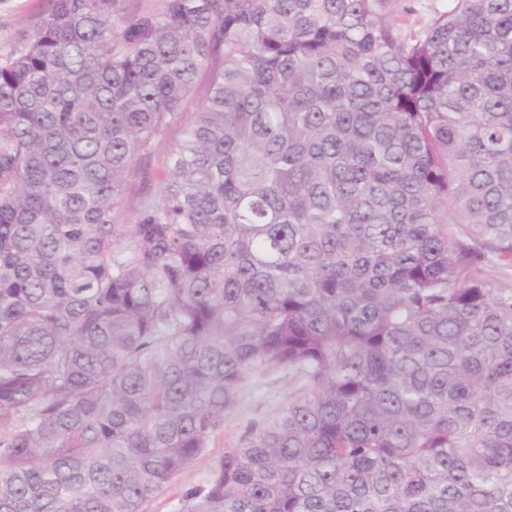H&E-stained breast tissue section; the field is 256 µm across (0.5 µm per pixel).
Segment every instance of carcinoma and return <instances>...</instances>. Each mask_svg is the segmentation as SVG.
I'll return each mask as SVG.
<instances>
[{
	"mask_svg": "<svg viewBox=\"0 0 512 512\" xmlns=\"http://www.w3.org/2000/svg\"><path fill=\"white\" fill-rule=\"evenodd\" d=\"M396 3L49 0L0 55V512H143L270 372L172 512H512V0ZM179 134V128L172 127L167 131V134L164 137L159 138L155 143L154 158L147 166L148 184H150L153 192L159 191L163 185L160 168L161 161L167 153L171 141L178 139ZM298 383L287 373L271 372L251 378L241 401L224 425L212 432L203 455L183 471L154 499L145 504V512H172V506L187 491L205 484L224 452L239 445L248 429L281 410Z\"/></svg>",
	"mask_w": 512,
	"mask_h": 512,
	"instance_id": "cac0c4a2",
	"label": "carcinoma"
}]
</instances>
